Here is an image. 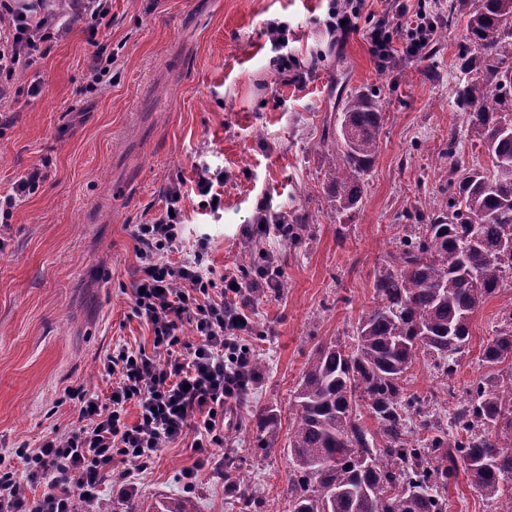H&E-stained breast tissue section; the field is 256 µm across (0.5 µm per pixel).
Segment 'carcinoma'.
Returning <instances> with one entry per match:
<instances>
[{
    "mask_svg": "<svg viewBox=\"0 0 512 512\" xmlns=\"http://www.w3.org/2000/svg\"><path fill=\"white\" fill-rule=\"evenodd\" d=\"M457 64L476 76L456 86L454 105L467 116L488 165L461 167L448 140V185L410 223L377 276V305L358 321L349 346L316 348L294 395L288 437L296 480L289 512H446L439 489L463 470L497 512H512V384L499 366L512 359V310L485 345L490 371L466 392L453 424L432 420L429 404L407 395L406 374L418 355L447 377L470 337L472 318L512 279V0H479L469 10ZM336 127L321 143L334 162L325 173L331 216L357 208L376 161L383 113L370 88L338 99ZM288 243L306 228L303 213L282 216ZM378 423L359 422L358 402ZM266 444L277 414L261 415ZM152 512H194L187 497L156 501Z\"/></svg>",
    "mask_w": 512,
    "mask_h": 512,
    "instance_id": "carcinoma-1",
    "label": "carcinoma"
}]
</instances>
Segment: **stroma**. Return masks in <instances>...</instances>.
Returning <instances> with one entry per match:
<instances>
[{
	"label": "stroma",
	"instance_id": "obj_1",
	"mask_svg": "<svg viewBox=\"0 0 512 512\" xmlns=\"http://www.w3.org/2000/svg\"><path fill=\"white\" fill-rule=\"evenodd\" d=\"M331 0H112V23L94 33L67 25L50 53L14 79L0 102V193L31 170L43 174L0 216V454L35 447L69 430L82 387L107 398L111 377L98 363L126 345L151 348L152 333L134 311L138 259L135 225L164 210L168 191L184 196V255L209 241L216 273L239 271L243 253L274 256L285 285L261 293L252 307L254 334L241 337L262 362L247 396L232 408L217 458L245 475L255 512H288L295 477L288 453L291 401L312 352L349 343L376 298L373 285L404 215L440 195L448 182L441 158L449 139L471 166L485 150L453 92L466 75L455 53L464 34L452 30L433 55L405 59L398 70L377 65L361 32L333 41L323 22ZM288 27L273 44L268 24ZM107 61L99 78L89 65ZM288 56L322 66L303 83L277 81L275 61ZM374 88L385 119L377 160L357 209L329 218L324 174L333 157L321 144L338 96ZM220 172L218 208L195 192L201 168ZM308 214L296 245L247 232L258 210ZM512 307V287L490 298L472 320V335L449 383L419 356L407 384L420 398L437 394L449 421L485 372L484 346ZM278 415L272 447L256 428ZM189 441L160 449L150 470L114 460L100 494L115 512H149L161 498L192 496L196 512H238L235 493L212 466H199ZM196 470L185 484V470ZM447 512H495L466 474L450 479Z\"/></svg>",
	"mask_w": 512,
	"mask_h": 512
}]
</instances>
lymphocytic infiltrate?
<instances>
[{"mask_svg": "<svg viewBox=\"0 0 512 512\" xmlns=\"http://www.w3.org/2000/svg\"><path fill=\"white\" fill-rule=\"evenodd\" d=\"M0 13L11 19L0 29V97L17 73L46 56L57 38L60 18L53 0H0ZM431 33L425 14L411 12L407 0H396L394 17H381L366 31L379 64L394 56L395 37L403 51L419 56ZM182 191L172 187L168 209L153 223L136 225L140 292L134 310L153 333L152 350L118 347L102 360L101 370L115 376L108 400L86 389L73 390L80 404L77 426L52 433L38 446L16 449L19 465L0 455V512H73L75 499L97 500L114 459L138 471L152 464L158 449L193 435V448L211 459L224 444V407L248 391L245 377L253 361L239 345L252 333L247 290L275 288L276 272L260 271L241 283L232 271L215 275L206 242H198L191 258L175 262L183 248ZM196 335L189 345L179 336L180 323ZM136 403L135 422H127L126 406ZM44 484L41 494L26 495L24 484Z\"/></svg>", "mask_w": 512, "mask_h": 512, "instance_id": "obj_1", "label": "lymphocytic infiltrate"}]
</instances>
